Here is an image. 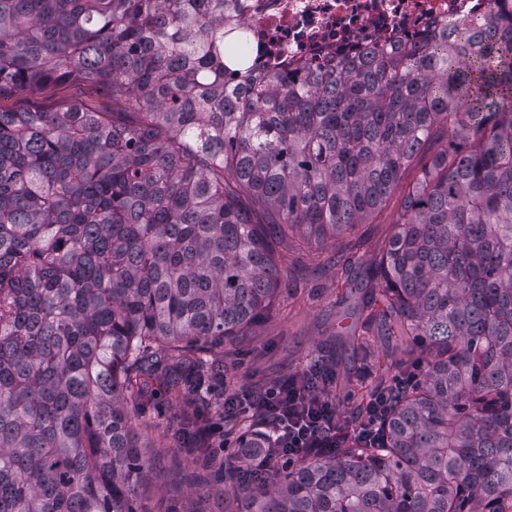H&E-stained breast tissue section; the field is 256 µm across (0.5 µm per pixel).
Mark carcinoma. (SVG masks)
<instances>
[{
    "label": "carcinoma",
    "mask_w": 512,
    "mask_h": 512,
    "mask_svg": "<svg viewBox=\"0 0 512 512\" xmlns=\"http://www.w3.org/2000/svg\"><path fill=\"white\" fill-rule=\"evenodd\" d=\"M243 0H0V512H141L130 413L190 390L281 293L289 236L386 206L364 324L419 345L376 440L247 478L234 512H512V17L257 78ZM239 448L277 454L245 426ZM81 100L102 112H112V90L94 82L74 81L53 91L35 90L13 95L6 93L0 98L3 110L54 111L62 102Z\"/></svg>",
    "instance_id": "cac0c4a2"
}]
</instances>
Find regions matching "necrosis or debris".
I'll use <instances>...</instances> for the list:
<instances>
[{"label": "necrosis or debris", "mask_w": 512, "mask_h": 512, "mask_svg": "<svg viewBox=\"0 0 512 512\" xmlns=\"http://www.w3.org/2000/svg\"><path fill=\"white\" fill-rule=\"evenodd\" d=\"M490 0H246L241 16L253 60L326 66L341 55L387 50L427 29L486 20Z\"/></svg>", "instance_id": "necrosis-or-debris-1"}]
</instances>
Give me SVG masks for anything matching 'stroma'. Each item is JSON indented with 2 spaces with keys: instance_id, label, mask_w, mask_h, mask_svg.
I'll return each instance as SVG.
<instances>
[{
  "instance_id": "obj_1",
  "label": "stroma",
  "mask_w": 512,
  "mask_h": 512,
  "mask_svg": "<svg viewBox=\"0 0 512 512\" xmlns=\"http://www.w3.org/2000/svg\"><path fill=\"white\" fill-rule=\"evenodd\" d=\"M81 100L102 112L112 109V92L94 82L74 81L52 91L35 90L18 95L0 96L5 110L53 111L64 102ZM432 150H425L408 169L395 188L389 205L359 225L353 233L342 234L323 244L296 243L285 252L283 286L289 291L271 314L254 326L248 343L235 355L219 362L220 371L213 376L211 395L214 405H222L225 390L243 392L267 388L291 376L303 375L312 357L332 364L339 380L347 381L348 390L333 387L330 397L340 417H347L356 398L369 396L379 384L375 360L390 354L393 363L402 355L395 350L390 336L377 328L367 333L373 358L355 352V339L349 328L358 321L359 307L366 293L360 272H353L355 288L345 301L336 299L337 253H356L363 259L373 258L392 234L404 195L430 163ZM184 410L181 402L160 399L157 409L147 417L136 418L133 425L142 430V452L152 466L153 480L141 491L142 512H224V493L190 482L193 456L182 444L161 438L159 431L147 429V422L162 421L176 428Z\"/></svg>"
}]
</instances>
